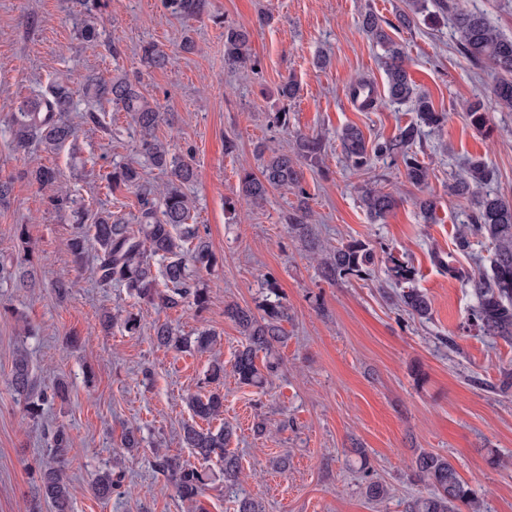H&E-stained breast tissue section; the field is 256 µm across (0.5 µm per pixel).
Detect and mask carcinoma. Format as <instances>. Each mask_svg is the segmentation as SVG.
<instances>
[{
  "mask_svg": "<svg viewBox=\"0 0 512 512\" xmlns=\"http://www.w3.org/2000/svg\"><path fill=\"white\" fill-rule=\"evenodd\" d=\"M174 12L185 18H194L204 8L203 0H167ZM434 10H428L427 0H414L412 14L396 16L398 26L408 28L415 23L414 16L427 13V19L437 18L440 12H448L458 33L460 51L477 64H483L498 74L493 94L498 106L512 111V38L501 36L481 13L470 12L457 4V0L433 2ZM364 30L383 51L386 60L387 93L391 101L413 102L416 120L405 125L390 139H379L371 144L360 129L349 126L339 137L341 149L353 169L360 171L374 159L387 160L401 165L408 181L417 187L426 184L428 168L413 151L420 141L422 128L438 129L443 126L445 114L435 110L430 98L415 89L405 65L400 44L385 31L382 19L374 12L365 14ZM251 31L245 26H228L224 30V60L231 67L244 66L251 59ZM143 62L149 67L164 68L169 55L155 43L142 46ZM82 93L93 98H106L117 109L127 113L140 135V151L157 168L169 174V182L161 197L141 184V173L132 164L115 166L107 175L110 184L139 189V215L136 224L112 212L97 214L89 227H75L68 241L73 262L81 265L89 246L96 250L95 274L103 287L114 285L127 289L128 293L151 305L173 310L194 307L198 311L207 308L209 289L198 279V273L217 263V256L200 233L199 225L189 223L195 208L194 200L184 186L195 178L193 158L170 152L169 145L156 136V130L164 121V113L156 101L141 89L139 82L125 74H117L108 81L93 75L85 78ZM75 91L67 76L58 77L34 97L20 103L14 113L12 135L15 149L27 151L38 143L48 151H55L74 139L76 128L65 119V113L74 108ZM470 124L479 132L489 129L488 113L479 102L468 106ZM324 151L323 140L317 135L296 136L293 150L271 151L263 158L260 174L245 172L239 179V195L260 202L265 200L271 188L297 191L299 204L285 214L288 229L305 246L318 250L308 224L306 190L303 188L301 164L314 162ZM31 179L43 188L53 187L58 181L55 170L37 166L30 170ZM492 181V173L480 158L468 162L463 175L448 183V194L474 199V209L468 223L456 233L457 247L465 251L470 238L479 236L494 247L490 270L471 274L462 269L442 264L448 273L466 283L476 300L468 326L480 335L501 339L512 344V198L497 192L484 190ZM361 202L368 217L382 221L393 210L396 201L392 193L374 184L361 190ZM16 236L21 249L10 264L0 263V280H10L20 288L36 285V268L31 260L27 228L16 225ZM372 253L360 241H351L327 251L320 264V275L329 282L338 279L363 278L368 274ZM388 277L401 292L394 294L402 311L427 319L431 305L428 297L416 288L404 289L414 279V267L395 256L388 257ZM164 288H157V281ZM268 294L258 309L261 316L251 310L229 302L224 305V316L239 328L245 344L239 349L232 364V371L239 383L261 387L280 371V362L266 360L258 367V352L270 353L274 345L284 339L281 322L288 319V308L282 302L277 282L267 277ZM153 341L162 347L177 351L196 350L205 352L216 342L211 330L199 332L195 337L182 336L167 321H156L151 327ZM224 380V365L212 364L205 377V384L213 386L206 394H195L187 399L193 417L211 422L224 413V393L220 385ZM8 384L16 396L24 401L27 414L40 416L48 399L64 400L68 395L67 383L60 381L51 395L38 389L37 378L31 361L22 349L16 352ZM233 436L231 427L223 424L216 429L203 428L186 423L182 427L181 442L184 447L205 461L213 458L224 465V481L234 483L241 472L236 454L228 450ZM70 444L69 435L62 429L51 432L49 447L53 456L64 459ZM358 455L360 469L366 477L365 495L372 501H380L388 494V488L371 479V470L364 451L353 449ZM158 469L176 490L182 501L195 502L207 481V473L187 465L167 454L155 451ZM415 479L422 483L427 493L410 501L409 512H481L483 500L459 476L454 465L445 457L423 451L415 461ZM121 488L120 480L112 473L99 474L91 489L98 498H109ZM40 494L49 502L54 512H71L72 491L61 468H47L40 472Z\"/></svg>",
  "mask_w": 512,
  "mask_h": 512,
  "instance_id": "obj_1",
  "label": "carcinoma"
}]
</instances>
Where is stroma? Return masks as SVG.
<instances>
[{"instance_id": "stroma-1", "label": "stroma", "mask_w": 512, "mask_h": 512, "mask_svg": "<svg viewBox=\"0 0 512 512\" xmlns=\"http://www.w3.org/2000/svg\"><path fill=\"white\" fill-rule=\"evenodd\" d=\"M410 10L408 0H205L202 14L187 19L162 0H107L98 39L88 43L78 35L79 0H0V181L11 184L0 204V262L13 258L20 224L38 260L36 287L0 282V512H53L38 502L37 484L39 468L52 461L46 433L57 428L70 437L65 473L75 490L73 512H237L244 496L261 502L264 512H407L420 490L411 475L423 451L447 457L483 498L486 512H512V389L498 388L501 369L512 365V345L468 328L471 290L444 270L487 265L492 252L481 237L472 238L467 252L455 246L473 207L471 199L448 193L464 160L483 158L494 174L491 189L512 197V112L495 102L496 75L459 52L447 18L416 21L394 38L418 92L446 114L441 129L422 132L418 156L429 168L426 186H413L403 169L377 159L368 171L353 173L337 139L348 125L371 140L415 120L411 103L387 98L382 51L362 27L365 12L391 21ZM239 24L252 31L247 68L224 61V28ZM188 39L194 42L189 52L182 48ZM149 42L169 54L166 68L142 62L141 47ZM111 44L118 56L108 53ZM117 71L139 77L145 94L162 106L166 120L156 134L172 153L195 158L192 221L204 225L219 259L200 274L210 291L202 313L140 304L125 288L98 287L91 266L74 269L67 243L75 221L51 206L47 191L27 175L33 166L54 168L63 187L84 198L87 216L109 211L133 218L137 191L109 187L113 165L134 164L157 188L168 176L140 154L125 113L79 93L67 115L77 129L73 142L52 152L13 149L12 115L35 89L65 74L78 80ZM290 78L300 87L297 97L278 99L279 84ZM361 79L375 88L373 108H359L352 98ZM475 101L489 116V134L468 122L466 107ZM279 110L287 111L288 128L278 132L267 116ZM87 111L105 113L106 128L84 123ZM300 133L326 143L316 162L301 167L313 233L332 247L351 240L368 245L374 262L364 278H321L317 259L284 222L299 201L294 191L272 188L265 201L242 202L232 211L224 205L243 171L258 172L257 146L282 147ZM229 140L230 153L224 149ZM373 181L397 199L377 223L358 193ZM429 195L437 201L432 224L415 205ZM391 254L412 262L414 284L431 303L429 319L389 303ZM269 275L288 307L284 340L273 351L281 370L263 388L224 374L222 421L234 428L229 448L242 470L239 485L230 488L222 463L201 462L180 443L182 426L192 419L186 399L204 392L213 358L229 367L245 341L225 318V303L256 309ZM61 277L74 283L63 299L53 288ZM120 309L139 313L140 334L118 326L102 330L101 315ZM158 320L185 335L214 330L218 344L210 353L157 346L150 328ZM27 323L39 327V335H24ZM450 338L455 348H448ZM20 349L42 389L61 380L69 385L67 400L48 402L37 420L26 416L7 383ZM260 420L266 425L261 437L253 431ZM131 429L139 447L122 444ZM158 448L205 466L208 481L198 504L181 501L156 469ZM359 448L389 489L383 500L364 493L355 467ZM491 448L501 466L488 464ZM281 455L288 458L283 471L272 466ZM104 470L121 477L122 488L101 500L91 482Z\"/></svg>"}]
</instances>
